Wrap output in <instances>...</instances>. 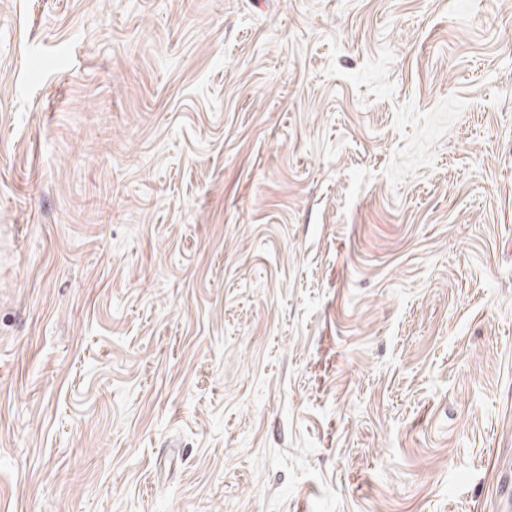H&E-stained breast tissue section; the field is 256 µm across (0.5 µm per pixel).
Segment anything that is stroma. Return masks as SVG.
Returning <instances> with one entry per match:
<instances>
[{"instance_id": "1", "label": "stroma", "mask_w": 512, "mask_h": 512, "mask_svg": "<svg viewBox=\"0 0 512 512\" xmlns=\"http://www.w3.org/2000/svg\"><path fill=\"white\" fill-rule=\"evenodd\" d=\"M512 0H0V512H503Z\"/></svg>"}]
</instances>
